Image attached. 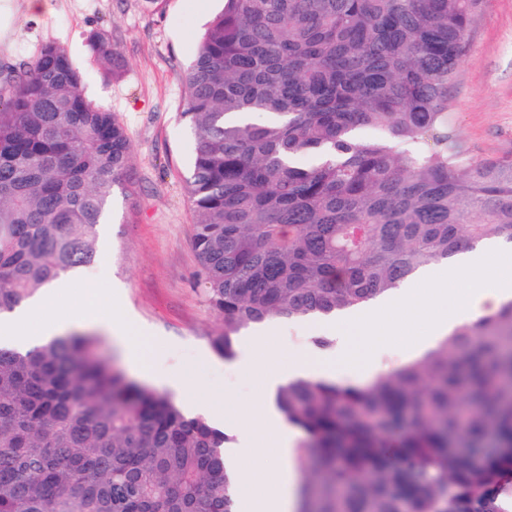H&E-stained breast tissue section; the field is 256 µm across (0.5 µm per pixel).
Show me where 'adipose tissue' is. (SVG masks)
I'll return each instance as SVG.
<instances>
[{
    "mask_svg": "<svg viewBox=\"0 0 512 512\" xmlns=\"http://www.w3.org/2000/svg\"><path fill=\"white\" fill-rule=\"evenodd\" d=\"M456 282L459 291L454 304H447L449 282ZM433 287L430 297L419 293L421 284ZM66 283L57 282L46 287L22 309L0 321V329L16 340H26L25 327L33 319H43L41 336H52L75 328L94 327L113 334L130 366L139 374L147 369L137 343L129 334L125 319L102 304L95 294H88L76 313L66 311L50 315L56 298L65 292ZM512 300V243L491 241L460 256L447 267L428 268L405 288L368 308L339 318L319 320L320 330L343 335L363 336L378 320H387L392 328H402L409 319L431 317V336L437 337L451 328L477 316L497 310ZM264 340L256 334L254 345L245 349L231 362L232 370L247 374L256 370L264 373V392L258 403L257 419L277 434L278 469L269 484L257 482L249 469L254 452L252 430L242 429L237 442L224 450V460L234 477L232 497L236 512H296L299 479L290 459L293 455V437L275 405L278 390L298 378L332 379L330 365L318 364L312 356L297 357L288 368L276 366L268 355L258 349Z\"/></svg>",
    "mask_w": 512,
    "mask_h": 512,
    "instance_id": "1",
    "label": "adipose tissue"
}]
</instances>
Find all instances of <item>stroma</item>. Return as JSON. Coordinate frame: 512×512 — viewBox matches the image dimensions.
I'll return each mask as SVG.
<instances>
[{"label":"stroma","mask_w":512,"mask_h":512,"mask_svg":"<svg viewBox=\"0 0 512 512\" xmlns=\"http://www.w3.org/2000/svg\"><path fill=\"white\" fill-rule=\"evenodd\" d=\"M222 0H0V79L32 60L47 43L64 47L82 76L81 91L111 110L131 140V197L114 196L98 227L97 252L84 278L60 299L78 305L87 289L126 313L141 332L147 365L185 377L175 394L184 413L220 396L233 422L248 417L262 388V373L242 377L224 368L213 347L223 318L194 278L193 211L184 177L193 136L180 120L184 69ZM105 32L122 60L112 73L91 64L89 39ZM448 128L473 158L512 157V0H487L450 90ZM428 320L411 322L398 336L379 332L368 345L378 372L412 361L407 351L427 334ZM313 327L288 328L267 345L280 365L295 354L332 356L335 346L313 342Z\"/></svg>","instance_id":"obj_1"}]
</instances>
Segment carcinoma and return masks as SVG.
<instances>
[{"mask_svg": "<svg viewBox=\"0 0 512 512\" xmlns=\"http://www.w3.org/2000/svg\"><path fill=\"white\" fill-rule=\"evenodd\" d=\"M486 0H224L183 73L196 282L234 354L270 318L351 311L485 240L512 243V159L450 146ZM114 71L108 37L89 41ZM64 49L0 83V314L91 262L131 143ZM0 342V512H232L229 436L89 356ZM301 512H512V300L360 387L297 380Z\"/></svg>", "mask_w": 512, "mask_h": 512, "instance_id": "obj_1", "label": "carcinoma"}]
</instances>
